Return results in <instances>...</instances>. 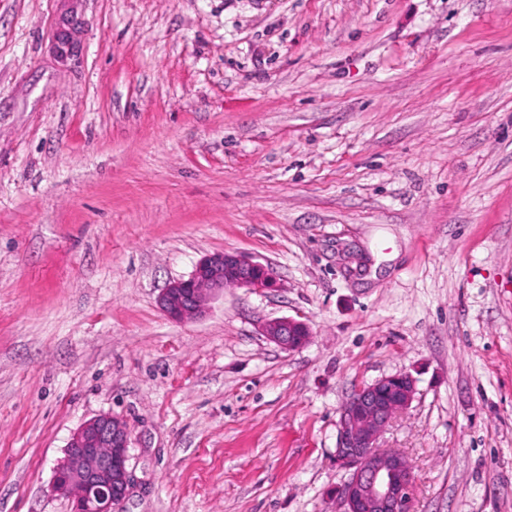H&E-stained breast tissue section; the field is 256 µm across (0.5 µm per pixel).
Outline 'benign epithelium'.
<instances>
[{"label": "benign epithelium", "mask_w": 512, "mask_h": 512, "mask_svg": "<svg viewBox=\"0 0 512 512\" xmlns=\"http://www.w3.org/2000/svg\"><path fill=\"white\" fill-rule=\"evenodd\" d=\"M278 287L273 269L237 252L209 255L192 275L167 286L159 297L174 321L200 316L211 297L226 288L265 292ZM263 335L284 350L304 346L308 326L284 317L265 323ZM416 379L396 372L359 387L340 410L336 465L349 471L338 495L342 512H412L415 485L407 456L379 444L390 421L414 400ZM133 481L129 470V431L124 420L100 414L72 435L54 468V491L71 501L72 512H115Z\"/></svg>", "instance_id": "obj_1"}]
</instances>
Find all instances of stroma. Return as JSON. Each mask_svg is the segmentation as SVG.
Listing matches in <instances>:
<instances>
[{
    "label": "stroma",
    "mask_w": 512,
    "mask_h": 512,
    "mask_svg": "<svg viewBox=\"0 0 512 512\" xmlns=\"http://www.w3.org/2000/svg\"><path fill=\"white\" fill-rule=\"evenodd\" d=\"M222 251L278 288L169 319ZM399 371L414 512H512V0H0V512H70L104 413L121 512H341L339 411ZM262 332L271 342L288 351L304 346L310 336L309 328L304 322L289 317L265 323ZM132 481L128 426L100 414L72 435L54 468L53 489L71 501L72 512H115Z\"/></svg>",
    "instance_id": "stroma-1"
}]
</instances>
